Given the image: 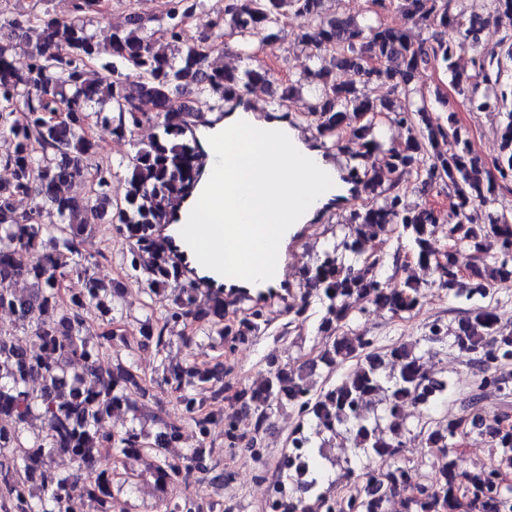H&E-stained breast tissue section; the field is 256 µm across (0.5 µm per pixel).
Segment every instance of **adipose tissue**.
Instances as JSON below:
<instances>
[{
	"label": "adipose tissue",
	"instance_id": "obj_1",
	"mask_svg": "<svg viewBox=\"0 0 512 512\" xmlns=\"http://www.w3.org/2000/svg\"><path fill=\"white\" fill-rule=\"evenodd\" d=\"M318 149L295 141L286 121L245 111L224 120V190L221 204L206 217L210 224H242L243 245L255 251L264 234L292 210L298 223L313 220L335 194L312 188L305 173Z\"/></svg>",
	"mask_w": 512,
	"mask_h": 512
}]
</instances>
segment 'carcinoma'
Returning a JSON list of instances; mask_svg holds the SVG:
<instances>
[{
	"label": "carcinoma",
	"instance_id": "1",
	"mask_svg": "<svg viewBox=\"0 0 512 512\" xmlns=\"http://www.w3.org/2000/svg\"><path fill=\"white\" fill-rule=\"evenodd\" d=\"M99 2L76 0L67 19L46 12L0 24V136L13 144L12 151L0 157V164L11 172V178L0 183V309L11 311L19 325L30 328L33 344L24 349L0 330V428L11 429L10 440L0 442V512H70L73 498L88 501L92 512H112L113 487L130 486L136 477L127 461L142 458L151 459L150 474L162 493L157 506L163 512H203L195 501L179 500L173 491L194 471L207 470L204 443L173 459L169 449L181 440V433L160 420L155 434L134 423L120 432L100 427L105 417L123 408L140 419L138 402L146 391L133 366H102L112 351L127 346L125 336L112 330L123 289L91 273L92 262L82 256L80 238L106 219L132 241L126 261L144 275V293L156 295L179 281L178 272L153 245V227L161 223L168 202L197 177L196 146L185 134L187 112L175 106L176 99L190 97L200 103L215 93L237 96L252 84L270 83L273 72L268 68L241 74L209 68V41L229 34L249 56L279 41L290 18L296 21L297 45L316 61L308 73L317 82L308 114L319 135H347L355 145L350 160L363 168L369 181L386 188L382 203L350 212L355 237L343 242L344 254L336 255L334 248L325 251L297 302L288 306L300 316L311 301L319 303L318 330L325 343L307 365L267 361L260 384L235 393L236 400L253 411L254 423L251 436L230 427L234 444L259 458L256 433L267 424L269 412L297 408L300 422L288 435L290 449L276 466L280 512H317L322 507L334 512L330 489L324 487L322 459L337 435L347 434L359 455L378 461L376 468L357 469L347 459L337 480L369 484L382 476L397 487L408 482L397 449L414 434L435 449L437 463L425 483L428 491L409 504L413 512H497V499L483 491L493 489L494 482L460 470L453 457L464 419L446 415L409 425L401 410L413 403L429 413L447 389H438L429 380L425 355L437 344L449 342L481 366L512 359V334L501 330L492 305L479 303L491 288L512 284V223L497 217L476 224L471 217L472 210L489 203L498 181L512 180V112L506 113L501 132V154L485 163L472 154L454 114L444 125L434 121L424 105L397 111L394 122L406 128L407 138L398 145L384 144L377 117L392 108L363 92L378 81H391L405 90L418 70L436 63L450 72V84L470 110L486 109L493 102L505 105V89L492 100L476 102L471 76L451 64L448 30L475 39L484 19L453 14V0H374L383 10L396 6L415 24L431 30L428 40L415 44L404 30L379 17L361 23L327 17L321 0H224V12L211 32L185 46L177 58L146 35L148 20L129 14L127 26L112 31L111 60L96 71L90 63L99 60L101 49L88 29L87 14ZM201 7V0H169L163 27L168 42L181 41L183 27ZM485 7L503 27L499 45H508L506 56L512 60V0H486ZM18 41L28 48L23 68L12 59ZM369 60L377 61L378 67L364 68ZM338 69L356 72L359 83L337 81ZM60 103L68 112L52 122L44 113ZM348 112L359 120L349 130L344 127ZM151 117L157 119V133L135 145L119 202L112 199L111 173L99 167L93 199L82 202L66 194V187L88 172L96 154L97 143L87 127H108L123 137ZM411 169L424 171L431 186L450 191L448 212L401 204L397 189ZM17 197L30 198L32 206L17 212ZM396 230L408 239L416 264L437 274L440 287L472 302L450 336L441 335L436 322L428 327L422 336L428 344L424 351L412 342L378 349L369 337L344 331L359 303L381 307L393 318L423 307L427 295L421 282L409 275L386 286L376 273L383 259L363 250V243L379 241ZM438 233L453 242V249L442 256L443 266L431 249L430 238ZM462 249L477 259L466 279L457 276V254ZM23 253L28 260L21 266L18 255ZM73 275L84 280L79 293L64 289L65 280ZM17 278L26 283L22 293L11 288ZM199 298L195 288L179 289L164 323L189 326L216 317L214 333L221 343L230 336L260 332V311L250 312L235 327L226 326L221 323L224 305L213 302L203 307ZM92 308L105 325L95 341L83 335L85 314ZM140 336L144 347L161 351L168 346L164 328L150 318ZM346 364L352 369L345 378L316 387L313 376L324 372L329 377ZM162 382L176 394L199 435L206 436L217 413L204 410L196 390L209 392V404H221L222 373L189 364L171 369ZM377 394L378 406L369 407ZM33 418L43 422L36 432L28 427ZM66 451L74 456L75 468L55 470L52 457ZM35 486L40 490L36 503Z\"/></svg>",
	"mask_w": 512,
	"mask_h": 512
}]
</instances>
